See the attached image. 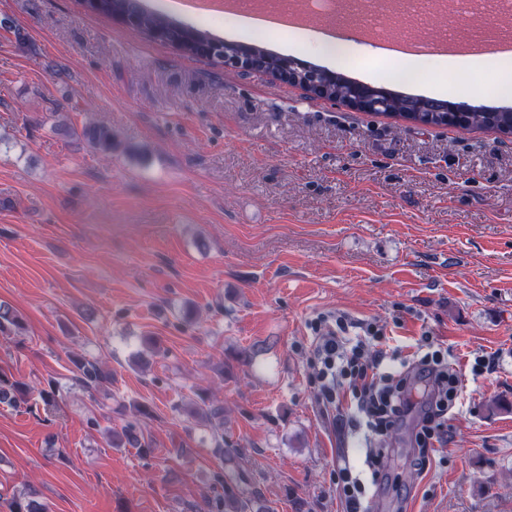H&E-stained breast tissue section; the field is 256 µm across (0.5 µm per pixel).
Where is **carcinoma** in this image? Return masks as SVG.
Segmentation results:
<instances>
[{
  "label": "carcinoma",
  "mask_w": 512,
  "mask_h": 512,
  "mask_svg": "<svg viewBox=\"0 0 512 512\" xmlns=\"http://www.w3.org/2000/svg\"><path fill=\"white\" fill-rule=\"evenodd\" d=\"M84 7L92 13L117 19L121 16H131L136 19L137 30L151 38L163 32L166 44L190 56H199L201 52L211 46H221L229 51H237L240 43L226 42L213 36L209 31L181 23L146 8L142 0H81ZM251 48L265 71L274 73L282 69L288 60L285 55L275 54L265 48L253 44ZM441 104L436 100L392 93L390 114L423 125L448 126L452 120L448 113L440 111ZM458 126L463 128H479L492 130L502 134H512V109L486 110L478 109L461 117ZM81 137L94 149L105 154L112 153L114 141L112 129L104 125L89 123L81 130ZM25 328L24 319L13 307L0 303V335L12 336ZM74 367L75 380L84 387L98 391L106 390L112 385V371L97 361H89L82 356L74 355L70 358ZM39 398L47 410H56L64 402L60 390L51 385L39 391ZM31 399V389L27 384L0 371V403L19 407ZM142 447L140 434L133 424H128L121 431L112 436V447L125 448ZM255 498L248 497L229 485H224V494L217 495L209 508L212 512H265L260 507L253 510ZM11 512H46L41 503L28 497L14 500Z\"/></svg>",
  "instance_id": "obj_1"
}]
</instances>
